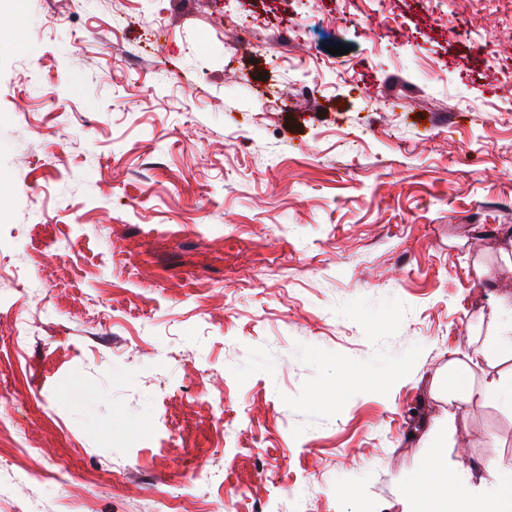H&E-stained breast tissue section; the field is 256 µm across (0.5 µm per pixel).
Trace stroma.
Wrapping results in <instances>:
<instances>
[{
	"label": "stroma",
	"instance_id": "stroma-1",
	"mask_svg": "<svg viewBox=\"0 0 512 512\" xmlns=\"http://www.w3.org/2000/svg\"><path fill=\"white\" fill-rule=\"evenodd\" d=\"M0 25V418L19 464L65 468L44 512H401L442 421L449 466L512 467V412L434 383L465 356L512 378L477 356L512 297V0H13Z\"/></svg>",
	"mask_w": 512,
	"mask_h": 512
}]
</instances>
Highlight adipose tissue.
I'll use <instances>...</instances> for the list:
<instances>
[{"instance_id": "1", "label": "adipose tissue", "mask_w": 512, "mask_h": 512, "mask_svg": "<svg viewBox=\"0 0 512 512\" xmlns=\"http://www.w3.org/2000/svg\"><path fill=\"white\" fill-rule=\"evenodd\" d=\"M439 386L452 398L464 392L512 409V379L475 384L472 367L460 359L449 361ZM430 448L424 467L403 480L402 512H512V468L488 477L456 472L448 468L444 437Z\"/></svg>"}]
</instances>
